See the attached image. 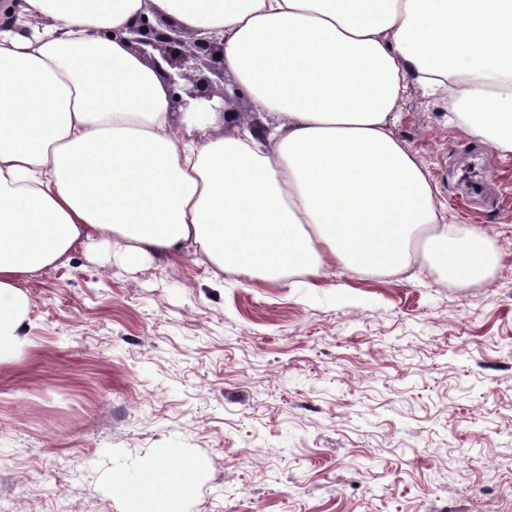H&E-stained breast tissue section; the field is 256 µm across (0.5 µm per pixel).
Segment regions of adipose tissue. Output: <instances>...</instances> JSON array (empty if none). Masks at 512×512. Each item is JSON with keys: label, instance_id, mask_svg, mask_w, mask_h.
Segmentation results:
<instances>
[{"label": "adipose tissue", "instance_id": "adipose-tissue-1", "mask_svg": "<svg viewBox=\"0 0 512 512\" xmlns=\"http://www.w3.org/2000/svg\"><path fill=\"white\" fill-rule=\"evenodd\" d=\"M0 30V358L32 300L21 277L75 246L137 261L193 248L262 283L408 268L466 281L496 264L392 136L409 81L512 156V0H22ZM224 39V66L279 122L175 124L162 72L119 32L138 17ZM197 461L158 448L134 497L179 512Z\"/></svg>", "mask_w": 512, "mask_h": 512}]
</instances>
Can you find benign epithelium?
<instances>
[{
	"label": "benign epithelium",
	"mask_w": 512,
	"mask_h": 512,
	"mask_svg": "<svg viewBox=\"0 0 512 512\" xmlns=\"http://www.w3.org/2000/svg\"><path fill=\"white\" fill-rule=\"evenodd\" d=\"M125 32L127 40L137 46V50L146 56L152 64L163 61L167 68L162 73L173 92L174 107L194 108L210 107L218 112L224 107L212 104L214 97H224V92L213 90L207 78H198L191 84L181 86L177 79L187 78V69L197 68V62L207 61L212 70L224 72V39L216 36H201L192 41L184 38L182 30L171 22L161 21L153 24L147 18H139L129 25ZM160 58H155L154 53Z\"/></svg>",
	"instance_id": "7a95c632"
}]
</instances>
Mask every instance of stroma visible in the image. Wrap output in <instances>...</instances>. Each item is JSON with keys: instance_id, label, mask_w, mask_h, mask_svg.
<instances>
[{"instance_id": "1", "label": "stroma", "mask_w": 512, "mask_h": 512, "mask_svg": "<svg viewBox=\"0 0 512 512\" xmlns=\"http://www.w3.org/2000/svg\"><path fill=\"white\" fill-rule=\"evenodd\" d=\"M499 261L262 284L189 250L76 248L21 286L0 361V501L130 512L154 449L201 461L184 512H512V156L409 84L390 127Z\"/></svg>"}]
</instances>
